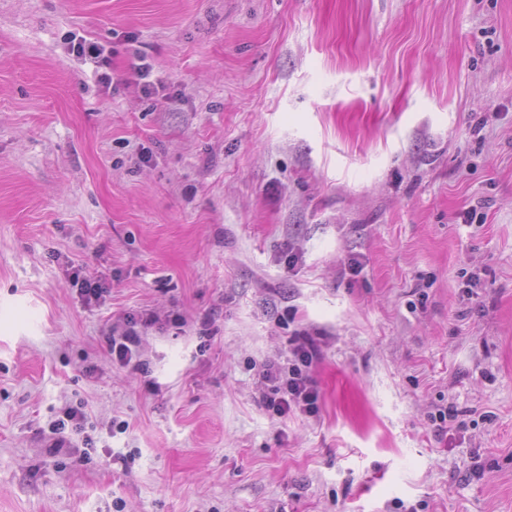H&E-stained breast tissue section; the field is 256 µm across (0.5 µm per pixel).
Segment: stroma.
Instances as JSON below:
<instances>
[{"label":"stroma","instance_id":"obj_1","mask_svg":"<svg viewBox=\"0 0 512 512\" xmlns=\"http://www.w3.org/2000/svg\"><path fill=\"white\" fill-rule=\"evenodd\" d=\"M0 512H512V0H0ZM137 322L130 320L127 322V327L118 336H112L109 339V348L112 352V357L118 360L120 364H128L133 357V350L131 346L136 347L138 343V330L136 329ZM317 349L313 340L302 338L292 350L288 373L278 363L262 366V376L268 381L271 395L266 404L280 416L288 415L293 409L301 413L313 414L318 408L319 391L309 375Z\"/></svg>","mask_w":512,"mask_h":512}]
</instances>
